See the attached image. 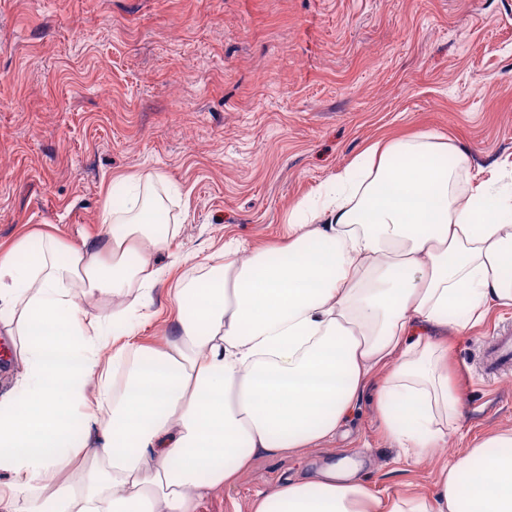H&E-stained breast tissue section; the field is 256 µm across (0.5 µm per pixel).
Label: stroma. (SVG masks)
<instances>
[{
  "label": "stroma",
  "instance_id": "obj_1",
  "mask_svg": "<svg viewBox=\"0 0 512 512\" xmlns=\"http://www.w3.org/2000/svg\"><path fill=\"white\" fill-rule=\"evenodd\" d=\"M433 133L470 172L512 182V0H0V244L48 231L95 236L108 187L164 176L181 225L154 257L138 342L153 345L179 278L279 246L288 214L380 139ZM512 307L449 337L461 426L416 463L371 395L324 447L262 455L197 512L248 500L325 461L362 458L380 495H432L474 437L512 430V373L483 377L484 340Z\"/></svg>",
  "mask_w": 512,
  "mask_h": 512
}]
</instances>
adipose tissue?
Here are the masks:
<instances>
[{"mask_svg":"<svg viewBox=\"0 0 512 512\" xmlns=\"http://www.w3.org/2000/svg\"><path fill=\"white\" fill-rule=\"evenodd\" d=\"M464 150L421 133L369 146L298 202L286 244L180 280L158 345L134 340L174 225L160 199L107 200L95 237L0 248V335L17 379L0 395V512H196L259 455L335 438L371 378L386 434L414 462L457 421L448 346L512 306V185L461 184ZM30 254L20 263V254ZM135 304L81 322L78 300ZM485 467H476V459ZM340 460L258 493L247 512H512V430L472 442L431 496L372 494Z\"/></svg>","mask_w":512,"mask_h":512,"instance_id":"ef3b65f1","label":"adipose tissue"}]
</instances>
